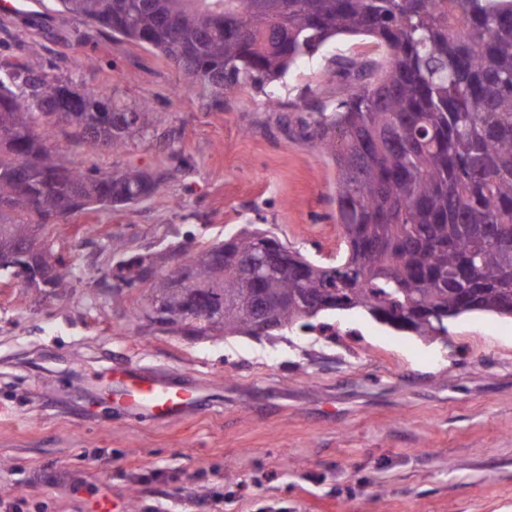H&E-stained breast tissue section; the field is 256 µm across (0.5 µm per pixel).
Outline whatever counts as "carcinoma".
I'll return each mask as SVG.
<instances>
[{"label":"carcinoma","instance_id":"carcinoma-1","mask_svg":"<svg viewBox=\"0 0 512 512\" xmlns=\"http://www.w3.org/2000/svg\"><path fill=\"white\" fill-rule=\"evenodd\" d=\"M62 11L101 33L157 52L187 77L183 88L211 99L264 90L331 39L359 37L370 50L336 60L342 84L315 103L303 137L336 164V257L314 261L258 228L219 245L152 257L164 271L145 302L149 322L183 331L198 303L218 313L197 337L270 336L337 309L361 308L419 336L448 335L471 313L512 316V0H59ZM63 122L93 149L120 151L152 124L91 88L51 82L29 60L0 72V251L41 243L66 215L112 209L154 194L160 178L127 168L67 166L53 144ZM50 287L71 272L54 259ZM273 324L260 332L257 309Z\"/></svg>","mask_w":512,"mask_h":512}]
</instances>
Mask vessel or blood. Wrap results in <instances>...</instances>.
I'll list each match as a JSON object with an SVG mask.
<instances>
[{
  "label": "vessel or blood",
  "instance_id": "vessel-or-blood-1",
  "mask_svg": "<svg viewBox=\"0 0 512 512\" xmlns=\"http://www.w3.org/2000/svg\"><path fill=\"white\" fill-rule=\"evenodd\" d=\"M111 402L129 414L165 422L198 412L207 407L202 388L184 386L166 374L140 366L114 369Z\"/></svg>",
  "mask_w": 512,
  "mask_h": 512
}]
</instances>
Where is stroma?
I'll use <instances>...</instances> for the list:
<instances>
[{
	"label": "stroma",
	"instance_id": "35a3bbf8",
	"mask_svg": "<svg viewBox=\"0 0 512 512\" xmlns=\"http://www.w3.org/2000/svg\"><path fill=\"white\" fill-rule=\"evenodd\" d=\"M358 49L333 39L266 92L232 90L215 109L180 92L164 58L57 0L0 13L1 67L37 58L50 78L153 112L119 153L56 126L66 163L166 175L140 202L49 227L68 294L0 280L7 512H93L102 497L121 512H512V318L460 317L443 342L356 310L321 315L323 332L195 339L138 318L137 288L112 298L119 261L249 225L335 256L336 166L298 121L305 89L335 98L336 59ZM125 363L198 384L209 409L166 422L114 410L111 370Z\"/></svg>",
	"mask_w": 512,
	"mask_h": 512
}]
</instances>
